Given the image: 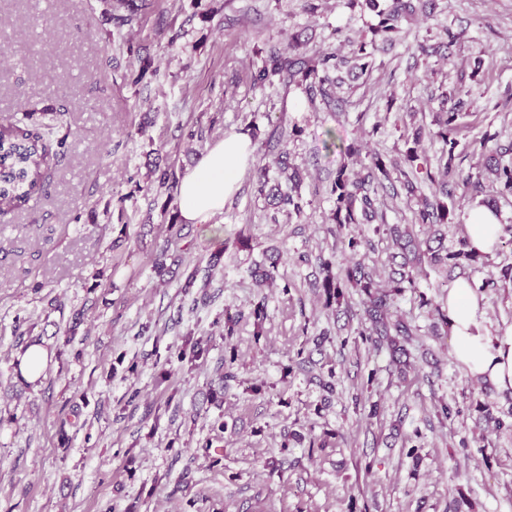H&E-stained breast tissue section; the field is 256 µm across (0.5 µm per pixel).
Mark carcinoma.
<instances>
[{"label":"carcinoma","mask_w":512,"mask_h":512,"mask_svg":"<svg viewBox=\"0 0 512 512\" xmlns=\"http://www.w3.org/2000/svg\"><path fill=\"white\" fill-rule=\"evenodd\" d=\"M362 4L377 12L380 20L372 28L375 39L368 44H360L350 58L336 53H323L308 65L296 56V52L306 46V41L302 39V33L293 32L288 34V44L284 51L274 50L265 59L256 72V80L260 83L275 80L297 83L305 86V92L311 99L318 94L326 97L328 89L325 85L342 82L339 76L342 67L348 66L362 75L371 73L378 51L376 39L383 42L391 40L400 31L402 21L409 16L419 13L423 18H428L433 0H387L383 5L379 0H362ZM464 108L465 102L458 98L448 111L437 113L434 120L437 126L435 132L423 126L416 127L412 137L406 140L409 147L398 157H389L377 151L363 157L360 144L346 146L344 154L347 162L339 167L336 179L330 186V194L336 196L334 221L337 234H342L343 229L351 224H362L373 235L391 240L402 262L391 268L387 283L383 286L380 284L378 269L374 266L358 261L335 271L331 262L324 261L321 263V288L328 300H334L338 305L345 299L344 289H358L365 296L364 314L371 324L369 330L362 329L359 334L376 336L374 343L385 341L395 353L405 352L404 345L417 335V328L412 324L404 320L389 321L396 298L405 289L416 287L415 273L430 267L443 269L451 275L455 269L473 266L481 259L480 255L469 249L466 239L459 241L458 249L454 251L445 246V234L441 232V227L451 223L455 216L457 188L462 185L480 191L483 181L487 179L502 190L512 193V160L506 158V155L512 153V148H488V143L497 138L495 133L487 131L481 139L484 168L474 174L460 176L455 165L457 141L453 133ZM65 115L66 112L61 110L41 113V118L48 120L44 127L54 135L51 143L39 131L33 112L22 113V117L16 119L9 130L0 132V202H26L33 195L44 191L42 166L47 164L51 155L67 153L77 142V132L72 129ZM432 136L449 145V149L443 166L444 181L438 190L428 196L422 183L433 181V177L425 170L423 143ZM274 164L280 173H288L287 179L292 186L286 191L279 186L272 188L273 205L279 211L301 213L302 197L298 192L300 172L290 168L287 160L281 156L275 158ZM387 187L396 196L402 194L409 200L417 201L415 223L433 229L431 236L419 239L408 229L387 223L386 215L377 211L374 203L378 191ZM279 263L278 254L267 256V263L253 271L256 283L261 286L273 279V271Z\"/></svg>","instance_id":"carcinoma-1"}]
</instances>
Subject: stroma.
<instances>
[{"label": "stroma", "instance_id": "obj_1", "mask_svg": "<svg viewBox=\"0 0 512 512\" xmlns=\"http://www.w3.org/2000/svg\"><path fill=\"white\" fill-rule=\"evenodd\" d=\"M435 3L329 106L253 76L293 31L305 58L370 41L375 12L349 0H146L129 25L106 0H0V125L62 107L79 134L49 160L48 193L0 215V512H512V395L432 335L444 275L396 300L418 328L403 372L355 335L358 292L335 309L313 285L317 257L352 259L337 235L361 233L332 221L342 146L397 155L458 87L477 104L460 120L459 171H474L485 131L512 143V0ZM451 33L452 61L417 52ZM232 132L249 137L250 166L211 223H184L153 165L184 176ZM282 152L303 174L298 216L258 192V168ZM269 252L281 262L260 288L250 271ZM214 256L210 284L192 279ZM508 263L512 246L470 275L496 281L480 294L489 334L512 327ZM190 337L207 353L184 357ZM35 340L49 360L30 384L15 356ZM358 392L376 415L354 408Z\"/></svg>", "mask_w": 512, "mask_h": 512}]
</instances>
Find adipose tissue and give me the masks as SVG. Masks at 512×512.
<instances>
[{"label":"adipose tissue","mask_w":512,"mask_h":512,"mask_svg":"<svg viewBox=\"0 0 512 512\" xmlns=\"http://www.w3.org/2000/svg\"><path fill=\"white\" fill-rule=\"evenodd\" d=\"M253 155L250 140L232 133L215 144L199 164L182 178L178 193L185 223L206 224L223 212L225 201L236 191L240 175ZM502 230L493 211L472 209L467 235L472 249L488 254ZM448 317L452 354L472 376L499 391H512V328L489 335L479 327L484 310L467 280L448 292L443 307Z\"/></svg>","instance_id":"1"}]
</instances>
